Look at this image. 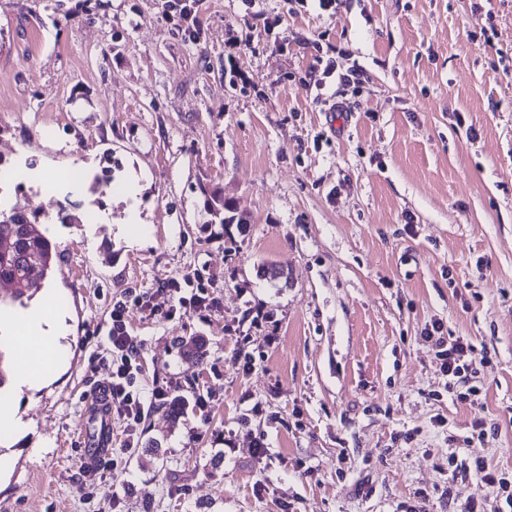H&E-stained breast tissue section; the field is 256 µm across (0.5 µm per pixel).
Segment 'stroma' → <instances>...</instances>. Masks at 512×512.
Segmentation results:
<instances>
[{
    "label": "stroma",
    "instance_id": "stroma-1",
    "mask_svg": "<svg viewBox=\"0 0 512 512\" xmlns=\"http://www.w3.org/2000/svg\"><path fill=\"white\" fill-rule=\"evenodd\" d=\"M201 19L192 38L164 0H0V194L47 225L69 343L48 385L0 389L25 424L0 432V512H495L468 467L512 473V0H203ZM106 155L115 190L57 223L68 189L43 171L88 180ZM213 195L245 225L214 222ZM187 279L214 306L168 316L162 283ZM132 291L155 306L127 316L140 385L184 414L146 402L134 448L113 417L126 464L89 502L83 395L112 379ZM435 321L487 359L466 401Z\"/></svg>",
    "mask_w": 512,
    "mask_h": 512
}]
</instances>
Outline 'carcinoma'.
Returning a JSON list of instances; mask_svg holds the SVG:
<instances>
[{"instance_id": "cac0c4a2", "label": "carcinoma", "mask_w": 512, "mask_h": 512, "mask_svg": "<svg viewBox=\"0 0 512 512\" xmlns=\"http://www.w3.org/2000/svg\"><path fill=\"white\" fill-rule=\"evenodd\" d=\"M91 182V191L104 193L112 182V158ZM56 251L46 236L40 217L0 206V281L19 288L15 299L32 297L46 284L54 266Z\"/></svg>"}]
</instances>
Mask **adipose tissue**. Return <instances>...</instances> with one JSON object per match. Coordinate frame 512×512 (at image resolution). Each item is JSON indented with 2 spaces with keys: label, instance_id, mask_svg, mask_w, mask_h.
Wrapping results in <instances>:
<instances>
[{
  "label": "adipose tissue",
  "instance_id": "1",
  "mask_svg": "<svg viewBox=\"0 0 512 512\" xmlns=\"http://www.w3.org/2000/svg\"><path fill=\"white\" fill-rule=\"evenodd\" d=\"M57 305L56 298L50 297L29 310L25 317L7 314L0 318V345L18 348L26 341L36 345L31 367L14 372L16 390H33L45 385L67 357L66 326L56 314Z\"/></svg>",
  "mask_w": 512,
  "mask_h": 512
}]
</instances>
